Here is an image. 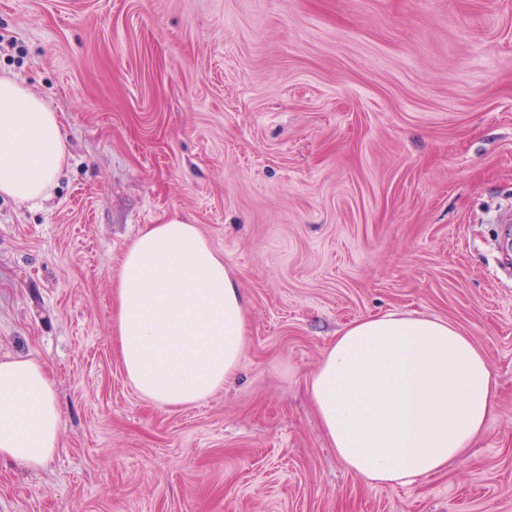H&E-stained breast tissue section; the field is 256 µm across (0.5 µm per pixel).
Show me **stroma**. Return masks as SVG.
<instances>
[{
    "mask_svg": "<svg viewBox=\"0 0 512 512\" xmlns=\"http://www.w3.org/2000/svg\"><path fill=\"white\" fill-rule=\"evenodd\" d=\"M60 115L70 160L0 198V358L44 361L42 468L0 460V512H512V0H0V75ZM197 225L247 303L241 365L157 406L112 339L147 225ZM470 336L497 379L470 452L377 486L307 381L346 324Z\"/></svg>",
    "mask_w": 512,
    "mask_h": 512,
    "instance_id": "1",
    "label": "stroma"
}]
</instances>
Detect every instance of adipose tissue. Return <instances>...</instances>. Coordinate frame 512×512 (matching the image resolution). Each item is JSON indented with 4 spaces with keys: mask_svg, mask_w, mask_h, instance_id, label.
Returning <instances> with one entry per match:
<instances>
[{
    "mask_svg": "<svg viewBox=\"0 0 512 512\" xmlns=\"http://www.w3.org/2000/svg\"><path fill=\"white\" fill-rule=\"evenodd\" d=\"M68 156L58 113L0 76V195L46 199ZM113 297L112 335L143 398L190 407L237 370L246 301L197 225H149L124 252ZM495 390L471 337L440 318L398 313L346 325L309 383L330 447L380 485L437 474L462 456L493 413ZM62 427L46 364L0 359V459L42 468L59 450Z\"/></svg>",
    "mask_w": 512,
    "mask_h": 512,
    "instance_id": "adipose-tissue-1",
    "label": "adipose tissue"
}]
</instances>
